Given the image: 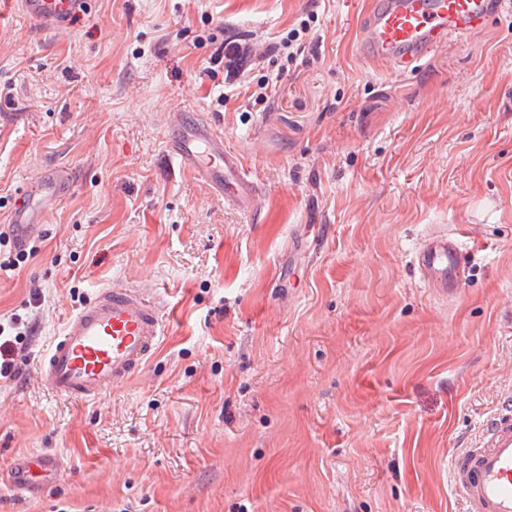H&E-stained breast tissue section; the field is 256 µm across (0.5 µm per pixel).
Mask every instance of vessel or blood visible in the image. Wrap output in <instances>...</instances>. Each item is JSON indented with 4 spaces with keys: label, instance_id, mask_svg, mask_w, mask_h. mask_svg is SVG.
<instances>
[{
    "label": "vessel or blood",
    "instance_id": "vessel-or-blood-1",
    "mask_svg": "<svg viewBox=\"0 0 512 512\" xmlns=\"http://www.w3.org/2000/svg\"><path fill=\"white\" fill-rule=\"evenodd\" d=\"M23 13L45 30L64 24L87 0H19ZM512 14V0H372L357 52L376 63L402 67L438 50L449 36L475 30L493 14ZM170 153L184 168L205 179L228 200L238 202L255 191L238 156L207 123L180 120L170 132ZM40 200L19 195L8 216L17 241L38 232L50 210L74 186L69 170H42ZM424 278L453 288L463 271V253L448 236L429 238L419 251ZM164 332V316L156 302L136 290L119 286L100 289L93 302L66 322L48 350L41 375L54 392L92 400L126 384L142 371ZM54 456L42 455L36 465L17 463L14 486L31 488L58 478ZM448 478L466 503L465 512H512V415L488 420L478 446L451 455Z\"/></svg>",
    "mask_w": 512,
    "mask_h": 512
}]
</instances>
